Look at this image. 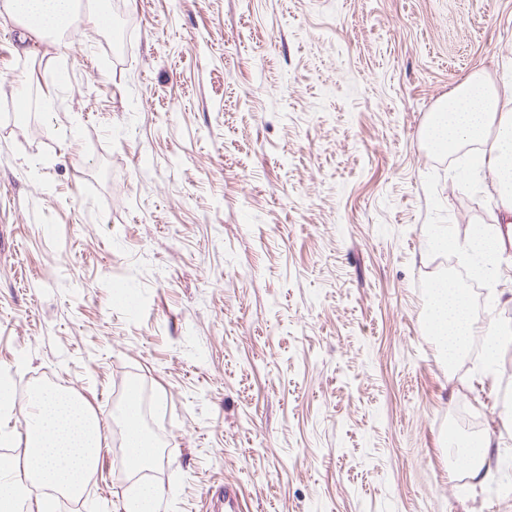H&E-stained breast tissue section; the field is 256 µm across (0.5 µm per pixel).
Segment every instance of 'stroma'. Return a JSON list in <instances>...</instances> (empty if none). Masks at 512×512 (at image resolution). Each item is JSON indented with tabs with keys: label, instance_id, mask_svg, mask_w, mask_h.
Segmentation results:
<instances>
[{
	"label": "stroma",
	"instance_id": "35a3bbf8",
	"mask_svg": "<svg viewBox=\"0 0 512 512\" xmlns=\"http://www.w3.org/2000/svg\"><path fill=\"white\" fill-rule=\"evenodd\" d=\"M80 42L0 16V446L24 475L36 386L83 398L101 465L55 512H512L450 477L462 405L512 413V348L448 373L444 233L501 224L429 113L512 71V0H122ZM29 94L25 121L14 102ZM158 450L132 474L130 387ZM162 499V490L154 485H145L127 502V512H155Z\"/></svg>",
	"mask_w": 512,
	"mask_h": 512
}]
</instances>
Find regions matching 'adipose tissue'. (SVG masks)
Segmentation results:
<instances>
[{
	"mask_svg": "<svg viewBox=\"0 0 512 512\" xmlns=\"http://www.w3.org/2000/svg\"><path fill=\"white\" fill-rule=\"evenodd\" d=\"M0 12L18 21L31 36L60 38L75 25L79 0H0ZM426 137L433 150L448 155L462 145L479 144V151L470 157V168L480 175L490 174L503 209L512 213V79L497 86L474 74L458 83L431 114ZM434 247L481 263L487 275L496 276L503 270L496 233L479 232L464 242L441 234ZM428 313L430 332L445 359H455L480 332L465 290L448 281L432 284ZM30 404L27 481L64 494H79L87 475L94 473L101 462L103 435L97 418L86 402L47 388L36 391ZM137 409L138 396L130 394L125 410V446L130 466L139 470L153 464L155 450L136 420ZM493 448V438L488 434L456 442L455 466L466 473L470 488L486 483Z\"/></svg>",
	"mask_w": 512,
	"mask_h": 512,
	"instance_id": "ef3b65f1",
	"label": "adipose tissue"
}]
</instances>
